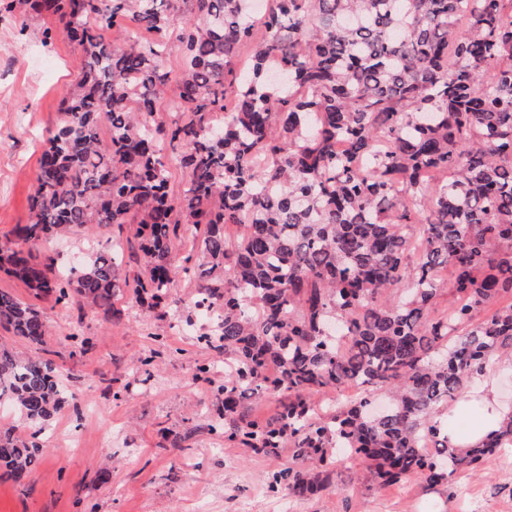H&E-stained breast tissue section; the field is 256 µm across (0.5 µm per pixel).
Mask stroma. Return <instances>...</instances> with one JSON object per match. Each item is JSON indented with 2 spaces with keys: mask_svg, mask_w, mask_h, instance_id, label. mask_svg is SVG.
<instances>
[{
  "mask_svg": "<svg viewBox=\"0 0 512 512\" xmlns=\"http://www.w3.org/2000/svg\"><path fill=\"white\" fill-rule=\"evenodd\" d=\"M47 24L34 14L23 24L0 19V242L28 217L44 141L77 79L78 49L61 28L43 44ZM116 240L124 271H142L128 224L116 237L75 232L54 249L67 268ZM1 288L44 311L50 333L39 354L53 361L74 400L46 424L32 474L0 482V512H512V448L490 473L457 472L450 499L416 477L375 486L361 464L348 462L338 489L303 499L269 493L267 475L291 454L255 453L211 430L223 407L224 353L201 340L202 319L186 315L197 293L191 276L178 279L163 315L129 291L112 318L34 300L2 272ZM80 336L86 345L77 344Z\"/></svg>",
  "mask_w": 512,
  "mask_h": 512,
  "instance_id": "35a3bbf8",
  "label": "stroma"
}]
</instances>
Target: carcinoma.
I'll list each match as a JSON object with an SVG mask.
<instances>
[{
	"label": "carcinoma",
	"instance_id": "cac0c4a2",
	"mask_svg": "<svg viewBox=\"0 0 512 512\" xmlns=\"http://www.w3.org/2000/svg\"><path fill=\"white\" fill-rule=\"evenodd\" d=\"M31 10L65 23L79 73L0 269L114 317L125 289L157 308L194 274L193 306L218 313L203 338L230 368L211 428L291 450L273 493L334 488L338 448L381 486L436 487L512 446L510 417L476 448L448 447L456 403L512 363V0H268L259 16L249 0H0L21 32ZM173 38L172 99L160 60ZM125 224L146 265L132 279L117 244L67 272L31 252ZM182 226L200 236L176 266ZM0 328L34 346L48 332L6 290ZM353 383L356 400L320 412L318 395ZM271 394L276 414L251 418L247 400ZM66 399L51 361L0 342V404L43 424ZM43 454L38 433L0 427V480ZM183 51L181 45L175 39L171 40L168 46L167 54L163 60V66L165 71L171 72L170 87L172 92L177 91L178 81L181 79L183 72Z\"/></svg>",
	"mask_w": 512,
	"mask_h": 512
}]
</instances>
